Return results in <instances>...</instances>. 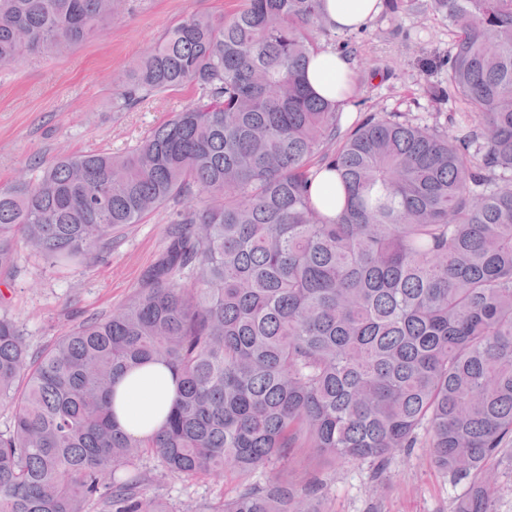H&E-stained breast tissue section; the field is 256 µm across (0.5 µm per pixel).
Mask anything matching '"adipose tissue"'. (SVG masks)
Instances as JSON below:
<instances>
[{
	"label": "adipose tissue",
	"mask_w": 512,
	"mask_h": 512,
	"mask_svg": "<svg viewBox=\"0 0 512 512\" xmlns=\"http://www.w3.org/2000/svg\"><path fill=\"white\" fill-rule=\"evenodd\" d=\"M381 0H325L323 8L337 29L361 28L380 10ZM313 92L332 103H343L353 90V72L348 59L333 51L314 55L306 71ZM176 386L163 365L135 368L114 385L112 411L117 424L132 438L152 435L163 423Z\"/></svg>",
	"instance_id": "adipose-tissue-1"
}]
</instances>
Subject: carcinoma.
I'll return each instance as SVG.
<instances>
[{
    "mask_svg": "<svg viewBox=\"0 0 512 512\" xmlns=\"http://www.w3.org/2000/svg\"><path fill=\"white\" fill-rule=\"evenodd\" d=\"M322 0H241L192 14L141 58L115 100L197 97L123 154L61 156L0 186V282L22 254L90 267L167 204L165 244L134 297L32 353L0 314V512H178L139 462L182 481L243 482L204 512H310L319 487L257 469L314 448L383 460L422 445L471 480L456 512H495L485 462L512 442V0H422L448 19L434 102L446 121L346 113L305 70L331 36ZM126 0H0V65L58 55ZM331 168L334 221L310 186ZM159 363L177 396L130 439L113 386Z\"/></svg>",
    "mask_w": 512,
    "mask_h": 512,
    "instance_id": "carcinoma-1",
    "label": "carcinoma"
}]
</instances>
